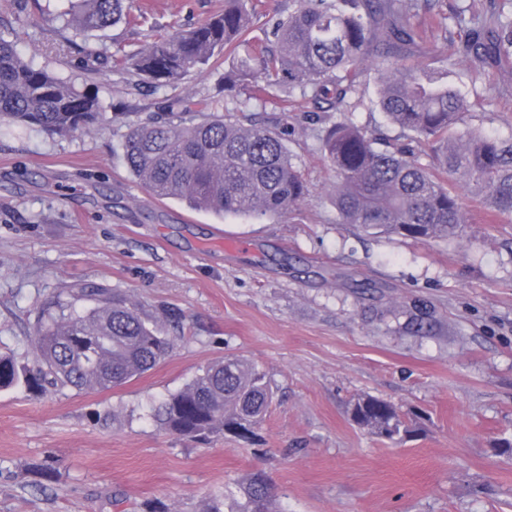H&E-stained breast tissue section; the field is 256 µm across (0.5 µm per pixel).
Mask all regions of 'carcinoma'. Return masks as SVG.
<instances>
[{"instance_id":"1","label":"carcinoma","mask_w":512,"mask_h":512,"mask_svg":"<svg viewBox=\"0 0 512 512\" xmlns=\"http://www.w3.org/2000/svg\"><path fill=\"white\" fill-rule=\"evenodd\" d=\"M259 0H224V12L192 30L154 41L127 64L156 89L173 84L224 54L222 115L197 120L180 99L132 126L123 145L129 173L158 198L179 197L195 209L222 217L274 218L303 200L307 185L284 133L246 125L244 109L267 103L278 88L330 104L338 119L321 139L336 172L333 204L342 224L372 234L412 239L458 235L464 223L459 195L439 176L455 178L490 210L512 215V138L460 133L456 125L470 101L441 77L407 64L422 51L414 19L439 0H292L275 12L264 38L247 34ZM506 0H489L486 13L447 43L445 60H469L476 76L512 60V12ZM72 21L84 31L134 22L126 0H78ZM377 84L367 98L365 72ZM375 107L397 126L401 139L378 142L354 122ZM99 99L43 67L22 60L14 42L0 34V123L32 125L65 135L102 117ZM430 162H422V156ZM36 367L0 353V390L46 386L79 392L110 390L152 370L171 340L124 295L94 283H75L65 295L41 304L34 326ZM273 392L265 374L244 359L210 363L154 411L162 428L188 438L233 435L253 443ZM351 418L394 441L409 432L396 409L374 397L356 399ZM274 488L255 473L235 490L210 498L204 512H270Z\"/></svg>"}]
</instances>
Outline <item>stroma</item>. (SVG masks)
<instances>
[{
	"mask_svg": "<svg viewBox=\"0 0 512 512\" xmlns=\"http://www.w3.org/2000/svg\"><path fill=\"white\" fill-rule=\"evenodd\" d=\"M134 26L76 31L61 0H0L21 56L95 94L102 122L67 136L0 130V352L33 363L37 307L77 282L105 285L173 342L146 374L106 392L0 391V512H203L264 473L275 512H512V216L462 196L455 237L414 241L338 223L320 139L328 102L270 99L309 193L269 221L221 219L156 199L124 164L132 122L170 98L223 111V59L153 89L116 51L192 28L224 0H134ZM448 83L472 104L459 131L512 137V66ZM259 366L275 393L258 442L201 441L157 426L155 404L212 361ZM370 395L411 432L357 426ZM59 477L41 484L32 465Z\"/></svg>",
	"mask_w": 512,
	"mask_h": 512,
	"instance_id": "obj_1",
	"label": "stroma"
}]
</instances>
